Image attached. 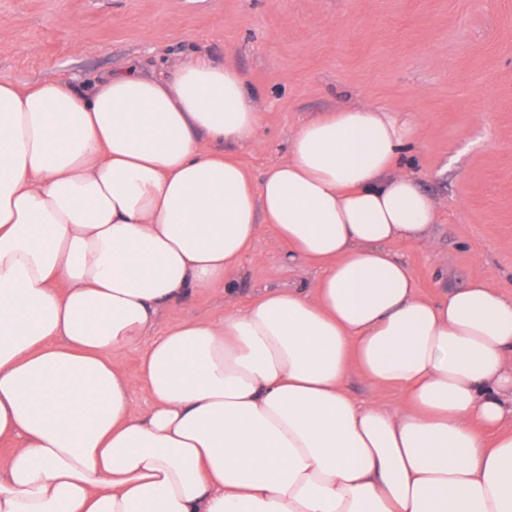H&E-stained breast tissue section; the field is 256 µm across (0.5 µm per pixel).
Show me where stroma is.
Instances as JSON below:
<instances>
[{
	"instance_id": "obj_1",
	"label": "stroma",
	"mask_w": 512,
	"mask_h": 512,
	"mask_svg": "<svg viewBox=\"0 0 512 512\" xmlns=\"http://www.w3.org/2000/svg\"><path fill=\"white\" fill-rule=\"evenodd\" d=\"M205 53L247 78L261 140L236 150L253 179L303 121L376 102L412 121L411 175L433 201L434 248L403 245L422 296L484 275L512 282V0H0V77L91 85L137 62L173 71ZM272 231L229 287L163 310L211 320L274 288L309 287Z\"/></svg>"
}]
</instances>
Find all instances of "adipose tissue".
Masks as SVG:
<instances>
[{"instance_id": "1", "label": "adipose tissue", "mask_w": 512, "mask_h": 512, "mask_svg": "<svg viewBox=\"0 0 512 512\" xmlns=\"http://www.w3.org/2000/svg\"><path fill=\"white\" fill-rule=\"evenodd\" d=\"M261 133L245 76L203 56L86 92L0 77V512H512V294L420 295L418 128L324 112L255 181L231 150ZM268 228L312 287L159 326ZM352 372L402 406L351 399Z\"/></svg>"}]
</instances>
